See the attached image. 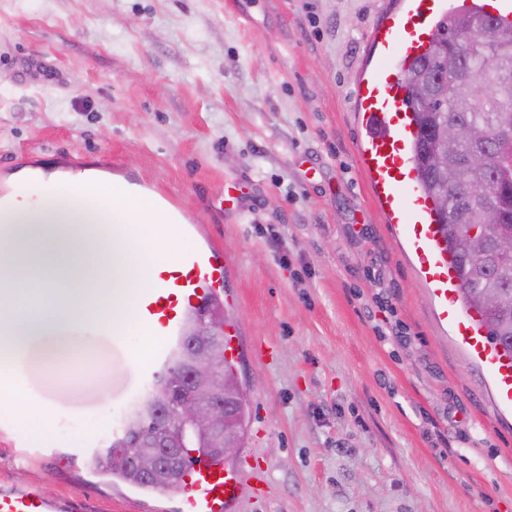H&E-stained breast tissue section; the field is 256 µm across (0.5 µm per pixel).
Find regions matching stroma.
I'll use <instances>...</instances> for the list:
<instances>
[{
    "mask_svg": "<svg viewBox=\"0 0 512 512\" xmlns=\"http://www.w3.org/2000/svg\"><path fill=\"white\" fill-rule=\"evenodd\" d=\"M387 0H0V178L55 163L178 199L235 263L237 322L265 493L236 512H512V419L435 321L358 170L365 35ZM95 342L82 377L26 382L51 408L38 446L0 396V488L82 512H180L112 478L107 447L152 380L145 335Z\"/></svg>",
    "mask_w": 512,
    "mask_h": 512,
    "instance_id": "obj_1",
    "label": "stroma"
}]
</instances>
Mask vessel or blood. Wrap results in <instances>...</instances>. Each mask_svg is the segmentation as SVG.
<instances>
[{
  "label": "vessel or blood",
  "mask_w": 512,
  "mask_h": 512,
  "mask_svg": "<svg viewBox=\"0 0 512 512\" xmlns=\"http://www.w3.org/2000/svg\"><path fill=\"white\" fill-rule=\"evenodd\" d=\"M465 8L512 27V0H401L370 29L373 64L355 87L354 110L364 129L357 144L361 170L374 201L400 237L433 304L436 321L449 329L467 356L489 376L498 408H512V351L492 343L481 315L462 305L457 261L444 240L432 198L414 164L419 136L407 102L411 64L428 50L439 20ZM231 255L213 245L180 251L147 270L137 319L161 341L150 371L163 368L181 344L186 318L225 284ZM244 487L241 469L203 459L184 477L182 512H235ZM69 500L53 501L32 489H0V512H72Z\"/></svg>",
  "instance_id": "1"
}]
</instances>
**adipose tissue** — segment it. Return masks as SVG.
Here are the masks:
<instances>
[{
  "label": "adipose tissue",
  "instance_id": "obj_1",
  "mask_svg": "<svg viewBox=\"0 0 512 512\" xmlns=\"http://www.w3.org/2000/svg\"><path fill=\"white\" fill-rule=\"evenodd\" d=\"M87 180L78 171L69 189L21 186L0 214V358L12 369L0 392L14 396L37 441L49 432L43 404L23 383L31 354L71 371L91 355L82 320L124 336L137 322L147 268L167 257L157 245L168 227L148 198L116 179L92 200L77 192Z\"/></svg>",
  "mask_w": 512,
  "mask_h": 512
}]
</instances>
